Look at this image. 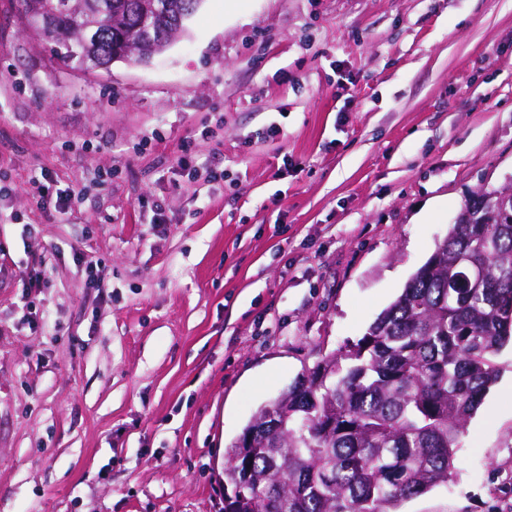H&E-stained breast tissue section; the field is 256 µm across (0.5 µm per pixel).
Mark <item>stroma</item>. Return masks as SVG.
<instances>
[{
    "mask_svg": "<svg viewBox=\"0 0 512 512\" xmlns=\"http://www.w3.org/2000/svg\"><path fill=\"white\" fill-rule=\"evenodd\" d=\"M510 186L512 0H204L107 73L0 0V512H224L256 412ZM495 362L402 512H512L511 343Z\"/></svg>",
    "mask_w": 512,
    "mask_h": 512,
    "instance_id": "1",
    "label": "stroma"
}]
</instances>
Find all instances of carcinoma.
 <instances>
[{
	"instance_id": "1",
	"label": "carcinoma",
	"mask_w": 512,
	"mask_h": 512,
	"mask_svg": "<svg viewBox=\"0 0 512 512\" xmlns=\"http://www.w3.org/2000/svg\"><path fill=\"white\" fill-rule=\"evenodd\" d=\"M157 15L150 54L185 0ZM106 6L108 23L86 41L67 17L51 39L65 62L103 60L139 34L130 0H79L77 16ZM482 189L401 294L357 344L296 379L288 400L262 407L244 439L272 417L265 442L234 444L224 467V512H397L404 501L448 482L459 441L497 379L494 358L512 340V198ZM487 277L468 287L474 272Z\"/></svg>"
}]
</instances>
